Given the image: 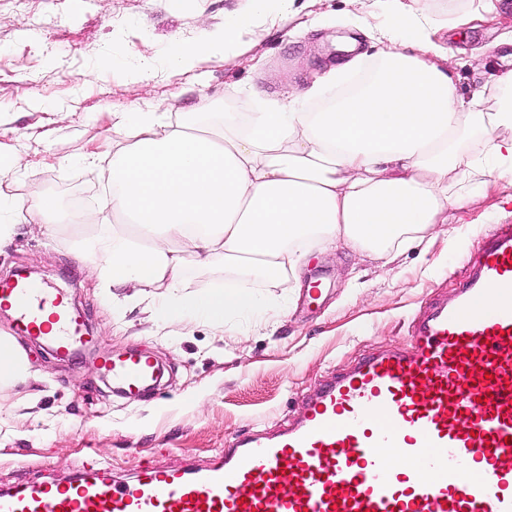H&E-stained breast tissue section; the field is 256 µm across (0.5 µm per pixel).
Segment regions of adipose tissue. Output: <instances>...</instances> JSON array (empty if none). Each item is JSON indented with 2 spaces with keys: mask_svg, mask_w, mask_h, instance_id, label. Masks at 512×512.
<instances>
[{
  "mask_svg": "<svg viewBox=\"0 0 512 512\" xmlns=\"http://www.w3.org/2000/svg\"><path fill=\"white\" fill-rule=\"evenodd\" d=\"M375 2L385 19L380 64L350 89L342 84L361 66L358 55L305 91L225 113L206 129L172 126L150 108L113 113L125 144L112 157V210L138 236L114 238L101 276L107 288L166 286L156 320H202L220 332L229 316L259 311L256 280L298 277L301 242L326 251L345 243L387 260L446 223L488 175L512 178V66L460 94L448 48L432 38L439 27L496 13L500 0H468L450 20L402 0ZM266 4L246 0L173 63L189 70L204 55L235 52ZM338 86L342 94L329 97ZM188 253L223 263L234 288L186 291Z\"/></svg>",
  "mask_w": 512,
  "mask_h": 512,
  "instance_id": "adipose-tissue-1",
  "label": "adipose tissue"
}]
</instances>
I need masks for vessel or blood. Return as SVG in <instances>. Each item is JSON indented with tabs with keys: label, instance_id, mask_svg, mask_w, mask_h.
<instances>
[{
	"label": "vessel or blood",
	"instance_id": "vessel-or-blood-1",
	"mask_svg": "<svg viewBox=\"0 0 512 512\" xmlns=\"http://www.w3.org/2000/svg\"><path fill=\"white\" fill-rule=\"evenodd\" d=\"M8 299L16 331L63 354L87 343L63 291L1 280ZM101 368L132 398L158 381L137 352ZM304 406L276 433L230 439L207 467L145 465L118 481L90 456L61 480L0 489V512H512V223L467 255L452 303L421 307L405 344L331 372Z\"/></svg>",
	"mask_w": 512,
	"mask_h": 512
}]
</instances>
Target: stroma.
<instances>
[{"instance_id":"stroma-1","label":"stroma","mask_w":512,"mask_h":512,"mask_svg":"<svg viewBox=\"0 0 512 512\" xmlns=\"http://www.w3.org/2000/svg\"><path fill=\"white\" fill-rule=\"evenodd\" d=\"M244 0H0V154L19 166L0 193L17 208L0 216V275L37 272L65 283L94 339L90 352L63 357L18 333L0 313V336L13 339L33 378L0 387V488L67 475L87 455L130 479L141 465L203 466L233 436L278 429L301 414L304 397L328 373L367 351L400 346L421 305L452 297L463 258L490 226L512 222V180L490 178L467 204L451 208L418 244L384 262L353 247L307 249L298 286L261 280L272 305L267 321L232 317L227 331L207 324H157L141 289H125L114 309L97 272L112 240L131 235L118 216L78 224L74 210L46 232L27 212L33 192L82 195L84 209L110 197L112 156L123 145L112 115L133 108L167 113L175 124L216 118L232 100L252 111L256 98L306 88L337 57L333 43L347 17H369L374 0H296L289 17L269 13L243 36L237 54L176 66L177 49L203 29L222 28ZM512 34V0L498 14L445 32L448 69L463 94L487 80ZM96 165L82 161L87 151ZM321 305L303 300L311 281ZM138 351L165 369L159 397L118 395L97 364Z\"/></svg>"}]
</instances>
